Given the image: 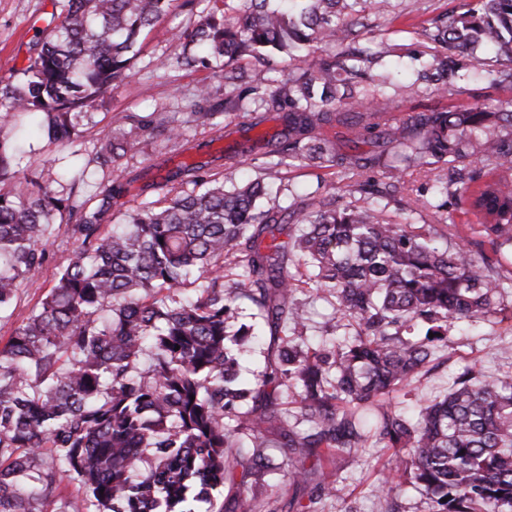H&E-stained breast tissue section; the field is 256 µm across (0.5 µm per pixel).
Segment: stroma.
Returning <instances> with one entry per match:
<instances>
[{"label": "stroma", "mask_w": 512, "mask_h": 512, "mask_svg": "<svg viewBox=\"0 0 512 512\" xmlns=\"http://www.w3.org/2000/svg\"><path fill=\"white\" fill-rule=\"evenodd\" d=\"M459 3L460 0H391L387 12L369 14L364 34L366 42L373 45L388 39L400 46L403 66L393 86L387 90L396 115L404 117L414 112L444 109L451 103L465 106L475 97L492 103L512 101V83H498L488 78L473 82L471 94L451 99L414 87L415 71L427 49L421 36L408 33V25L427 21ZM58 13L57 0H0V86L20 79L41 47L43 32L54 26ZM187 21V14L178 10L156 25L141 45L131 68V77L114 84L106 94L88 104V111L97 121L96 127L85 128L64 151H55L40 138L22 141L24 160L19 182H27L39 173L44 185L53 192H61L60 169L72 160L87 159L97 140L111 131L115 113L134 112L146 116L153 112H178L187 97L203 85L216 96H223L222 68L174 67L163 72L157 68L158 59L181 53L182 45L175 33L184 28ZM190 138L193 149L182 151L161 137L146 143L141 137L131 136L122 163L133 171L151 166L164 172L179 162L205 161L217 153V146L209 142L208 131H192ZM335 185L336 177L329 170L286 168L262 204L267 208L285 207L310 192L329 193ZM75 247V240L65 233L51 237L43 265L32 272L29 284L19 288L10 315L0 317V346L49 289ZM503 343H512L510 319L494 317L473 326L465 322L453 323L448 331L446 361L416 380V397L431 399L444 395L455 373L466 365H477L487 374L496 373L501 365L495 352ZM260 454L270 461V468L257 471L242 489L218 494V501L225 502L233 497L245 508L270 499L283 504L292 500L294 489L288 482L287 459L275 448L261 449ZM390 459V450L384 448H367L357 454L342 450L335 458L321 463L316 458H308L305 467L312 475L306 491L317 495L318 512H388V499L377 496L373 487L378 470L387 466Z\"/></svg>", "instance_id": "1"}]
</instances>
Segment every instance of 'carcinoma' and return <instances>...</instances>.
I'll return each mask as SVG.
<instances>
[{"label": "carcinoma", "mask_w": 512, "mask_h": 512, "mask_svg": "<svg viewBox=\"0 0 512 512\" xmlns=\"http://www.w3.org/2000/svg\"><path fill=\"white\" fill-rule=\"evenodd\" d=\"M173 2L61 0L60 23L22 80L0 87V104L34 116L48 144L65 145L92 123L88 101L128 76L141 37ZM205 2L196 13L198 0H183L197 18L176 34L182 52L158 68L222 58L233 86L244 58L312 64L262 93L231 90L208 109L113 116L112 135L69 167L61 195L36 179L20 186L13 128L0 124V314L55 232L79 242L0 348V512H50L65 478L83 494L61 502L64 512H196L191 500L223 512L211 492L244 487L261 448L283 450L299 489L308 457L370 443L394 449L375 485L386 498L405 481L431 512H512L511 346L500 350L508 370L465 366L415 411L379 404L394 392L410 401L415 377L441 365L449 322L504 310L512 269L478 255L474 237L512 253V103L395 116L382 90L392 72L376 81L369 71L398 45L360 43L366 13L390 0ZM433 25L420 30L432 46L414 80L433 93L463 95L484 76L480 58L465 62L472 51L512 63V0L463 4ZM247 97L256 111L282 114L279 137L178 164L158 183L163 200L146 199L103 230L126 190L119 159L128 136L178 141L201 127L218 142L226 111L248 133L259 122L243 110ZM335 126L347 131L345 151L322 137ZM257 146L263 177L232 182ZM283 166L332 169L337 190L391 199L402 220L338 206L333 195L264 209ZM410 169L434 175L431 197L408 185ZM450 205L476 217L471 234L457 229ZM279 224L297 231L262 252L260 238ZM303 286L334 300L328 348L297 342L305 316L290 297ZM245 304L281 337L277 361L251 380L243 370L261 330L237 322Z\"/></svg>", "instance_id": "cac0c4a2"}]
</instances>
